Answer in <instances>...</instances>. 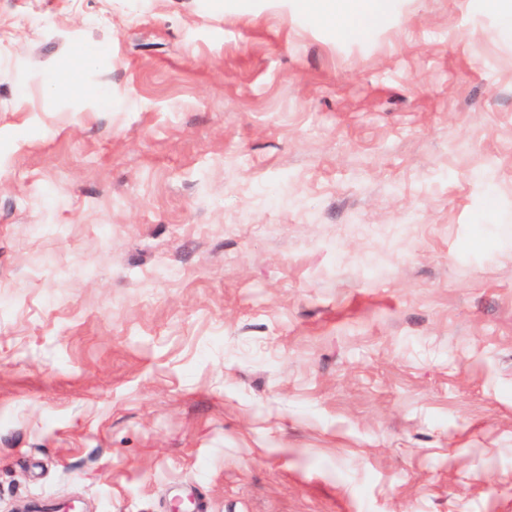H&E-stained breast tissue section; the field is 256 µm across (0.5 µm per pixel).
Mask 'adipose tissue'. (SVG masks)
Wrapping results in <instances>:
<instances>
[{"mask_svg":"<svg viewBox=\"0 0 512 512\" xmlns=\"http://www.w3.org/2000/svg\"><path fill=\"white\" fill-rule=\"evenodd\" d=\"M396 0H302L314 19L351 35H365L382 25Z\"/></svg>","mask_w":512,"mask_h":512,"instance_id":"1","label":"adipose tissue"}]
</instances>
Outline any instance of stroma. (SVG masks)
I'll return each mask as SVG.
<instances>
[{"label": "stroma", "mask_w": 512, "mask_h": 512, "mask_svg": "<svg viewBox=\"0 0 512 512\" xmlns=\"http://www.w3.org/2000/svg\"><path fill=\"white\" fill-rule=\"evenodd\" d=\"M502 28L0 0V512H512Z\"/></svg>", "instance_id": "stroma-1"}]
</instances>
